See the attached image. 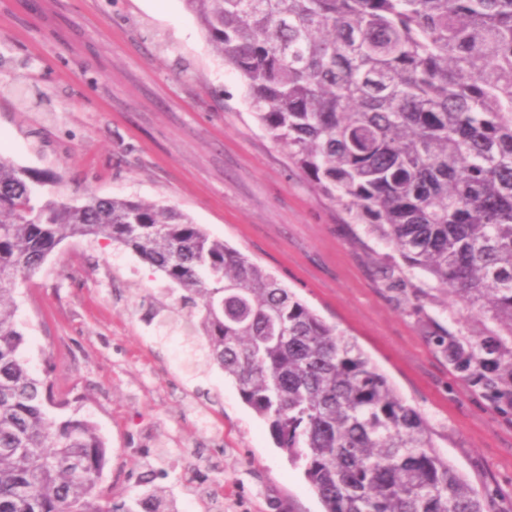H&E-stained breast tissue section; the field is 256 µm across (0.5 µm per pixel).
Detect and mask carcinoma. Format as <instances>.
Wrapping results in <instances>:
<instances>
[{
  "label": "carcinoma",
  "mask_w": 512,
  "mask_h": 512,
  "mask_svg": "<svg viewBox=\"0 0 512 512\" xmlns=\"http://www.w3.org/2000/svg\"><path fill=\"white\" fill-rule=\"evenodd\" d=\"M257 121L350 224L461 304L482 335L431 343L512 414V0H184ZM0 156V512H165L143 480L99 491L107 446L13 320L19 284L69 238L123 247L182 291L231 378L324 512H491L427 420L351 337L173 207L71 203Z\"/></svg>",
  "instance_id": "1"
}]
</instances>
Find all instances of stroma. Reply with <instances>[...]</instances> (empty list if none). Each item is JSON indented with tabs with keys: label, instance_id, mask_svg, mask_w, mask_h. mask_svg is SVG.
<instances>
[{
	"label": "stroma",
	"instance_id": "1",
	"mask_svg": "<svg viewBox=\"0 0 512 512\" xmlns=\"http://www.w3.org/2000/svg\"><path fill=\"white\" fill-rule=\"evenodd\" d=\"M0 155L54 176L52 194L173 206L270 271L356 339L428 421L437 448L495 512H512V415L429 342L478 324L431 280L389 289L383 244L348 224L254 118L241 76L184 0H0ZM133 252L65 241L15 296L22 357L81 397L108 446L101 487L146 468L178 512H324L188 309Z\"/></svg>",
	"mask_w": 512,
	"mask_h": 512
}]
</instances>
